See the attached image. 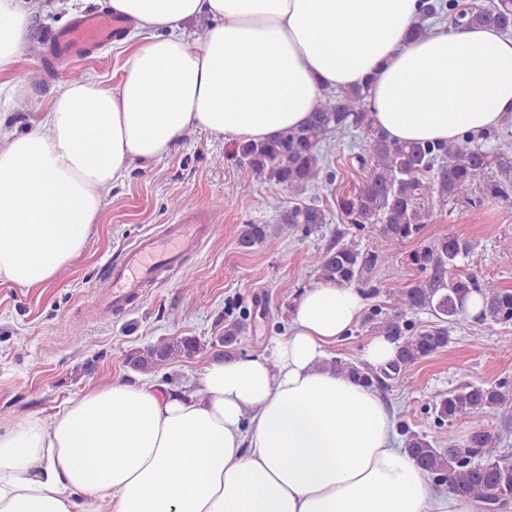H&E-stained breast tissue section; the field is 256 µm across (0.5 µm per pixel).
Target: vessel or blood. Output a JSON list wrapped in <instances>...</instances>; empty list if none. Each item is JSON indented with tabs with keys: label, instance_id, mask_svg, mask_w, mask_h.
<instances>
[{
	"label": "vessel or blood",
	"instance_id": "vessel-or-blood-1",
	"mask_svg": "<svg viewBox=\"0 0 512 512\" xmlns=\"http://www.w3.org/2000/svg\"><path fill=\"white\" fill-rule=\"evenodd\" d=\"M123 25V19L112 14H86L55 37L52 54L59 61L89 54L116 37ZM210 230V225L201 220L183 217L167 226L163 239L146 235L128 246L108 266V307L114 314L126 313L144 288L159 274L175 270L186 250L201 243Z\"/></svg>",
	"mask_w": 512,
	"mask_h": 512
}]
</instances>
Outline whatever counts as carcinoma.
<instances>
[{
  "label": "carcinoma",
  "instance_id": "cac0c4a2",
  "mask_svg": "<svg viewBox=\"0 0 512 512\" xmlns=\"http://www.w3.org/2000/svg\"><path fill=\"white\" fill-rule=\"evenodd\" d=\"M448 19L454 26L489 24L512 34V0H495L490 8H471L459 0H421L414 34L431 31L430 19ZM367 93L362 89L326 93L305 126L290 129L269 141L245 142L237 146L241 163L259 180L302 195L310 188L332 184L319 152L320 142L331 133L355 129L362 134L363 153L356 156L365 182L354 192L336 197V209L346 224L375 233L364 248L355 242H336L314 255L318 279L358 288L366 296L377 293L369 286V274L401 254L409 242L420 247L406 255L408 277L390 292L392 305L369 307L359 328L384 334L398 343L391 371L341 358L328 364L357 383L377 388L390 372L405 370L448 348L451 332L468 318L465 306L477 293L483 301L478 322L512 325V290L494 288L475 273L461 272V264L473 243L454 234L424 238L436 207L465 205L472 208L487 201L512 202V155L502 148L490 149L503 133L496 128L478 135L467 133L448 143H397L373 127ZM326 223V213L315 205H295L276 224H244L237 245L278 248L280 241L300 231L308 236ZM426 311L432 324L418 326L412 316ZM247 310L224 309V359L230 360L247 332ZM201 349L194 336L161 339L126 355L127 365L139 372L161 370L180 358H191ZM512 410V396L503 386L465 382L434 404L435 436L428 437L403 424L401 433L410 456L436 486L490 510L512 500V453L493 455L485 418L493 411ZM464 421L470 432L461 441L452 431ZM448 441V447L436 444Z\"/></svg>",
  "mask_w": 512,
  "mask_h": 512
}]
</instances>
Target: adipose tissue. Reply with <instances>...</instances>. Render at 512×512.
<instances>
[{"label":"adipose tissue","instance_id":"adipose-tissue-1","mask_svg":"<svg viewBox=\"0 0 512 512\" xmlns=\"http://www.w3.org/2000/svg\"><path fill=\"white\" fill-rule=\"evenodd\" d=\"M132 19L121 79L64 83L38 123L0 141V285L37 288L87 247L104 191L191 129L229 146L307 123L329 89L366 90L389 140L448 142L512 115V36L410 37L418 0H109ZM28 0H0V95ZM208 22L200 42L186 22ZM362 293L318 281L285 336L213 360L196 392L148 376L0 428V512H476L439 493L376 391L326 366Z\"/></svg>","mask_w":512,"mask_h":512}]
</instances>
